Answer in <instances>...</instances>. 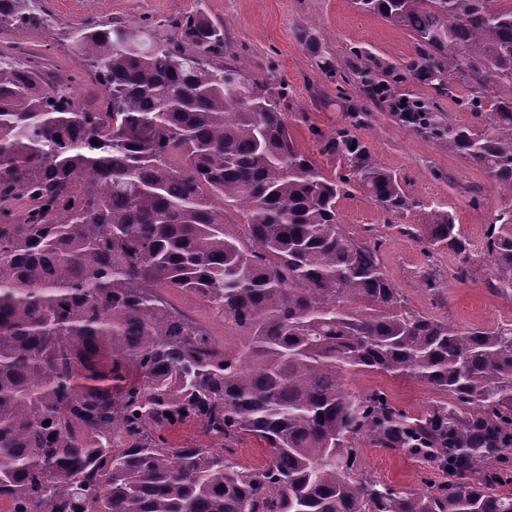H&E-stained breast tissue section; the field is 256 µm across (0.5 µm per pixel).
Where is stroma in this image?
Returning <instances> with one entry per match:
<instances>
[{
	"label": "stroma",
	"instance_id": "stroma-1",
	"mask_svg": "<svg viewBox=\"0 0 512 512\" xmlns=\"http://www.w3.org/2000/svg\"><path fill=\"white\" fill-rule=\"evenodd\" d=\"M32 9L44 14L47 27L33 31L0 29V54L37 61L45 75L68 74L82 103L97 107L102 91L95 77L83 67L71 37L73 28L90 22L115 19L150 29L158 39L174 36V19L198 12L222 23L227 43L224 62L251 79L287 89L281 100L290 113V128L300 149L313 153L328 176L344 168L336 155L317 153L312 130L329 133L352 126L373 159L396 174L412 202L408 211L386 214L374 201L356 192L340 198L337 209L345 231L360 242L378 243L384 274L399 289L406 305L422 314L461 327L495 328L512 324V300L491 292V271L485 255L487 230L498 212L512 204L479 166L448 152L440 141L417 133L397 121L386 104L367 102L354 74L359 55L397 65L415 55V38L402 27L380 16L357 10L352 0H30ZM401 93L418 100H436L441 112L457 123L471 116L461 105L466 86L449 95L406 82ZM368 114L353 125L354 108ZM453 213L471 245L473 263L466 281L454 272L458 257L451 252L426 254L406 233L405 225L422 224L431 207ZM435 278L442 286L433 293L425 285ZM168 301L178 310L205 324L227 347H236L238 333L214 319L197 296L178 288H165ZM345 389L363 395H386L398 411L425 414L439 395L410 378H392L364 370L342 374ZM356 470L387 485L414 491L446 481L433 465L406 452H386L369 438L354 442Z\"/></svg>",
	"mask_w": 512,
	"mask_h": 512
}]
</instances>
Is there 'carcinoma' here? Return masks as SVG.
Wrapping results in <instances>:
<instances>
[{"mask_svg": "<svg viewBox=\"0 0 512 512\" xmlns=\"http://www.w3.org/2000/svg\"><path fill=\"white\" fill-rule=\"evenodd\" d=\"M410 30L416 55L356 75L401 107L408 79H456L472 121L432 102L394 116L489 173L512 198V7L492 0H353ZM27 0L0 26L40 28ZM177 37L110 20L72 32L99 78L85 109L73 79L0 58V500L10 512H512V324L463 328L407 308L376 246L341 227L354 190L409 207L396 175L345 129H313L345 161L329 177L297 146L283 92L224 64V28L197 13ZM28 204L11 220L14 201ZM235 205L243 233L216 202ZM425 251L469 243L433 209L411 232ZM491 291L512 299V207L486 242ZM197 295L234 325L218 343L168 303ZM347 368L412 378L449 396L426 414L342 387ZM196 424L211 448H170ZM418 454L452 479L410 492L354 470L352 439ZM267 449L246 468L224 443ZM127 443L119 448L121 438Z\"/></svg>", "mask_w": 512, "mask_h": 512, "instance_id": "carcinoma-1", "label": "carcinoma"}]
</instances>
